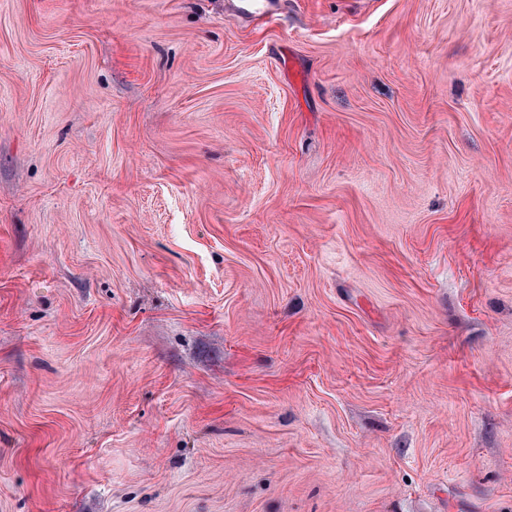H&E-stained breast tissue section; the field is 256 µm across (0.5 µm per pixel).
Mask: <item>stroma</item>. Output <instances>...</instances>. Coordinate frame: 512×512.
Returning a JSON list of instances; mask_svg holds the SVG:
<instances>
[{"label":"stroma","instance_id":"obj_1","mask_svg":"<svg viewBox=\"0 0 512 512\" xmlns=\"http://www.w3.org/2000/svg\"><path fill=\"white\" fill-rule=\"evenodd\" d=\"M0 0V512H512V0Z\"/></svg>","mask_w":512,"mask_h":512}]
</instances>
